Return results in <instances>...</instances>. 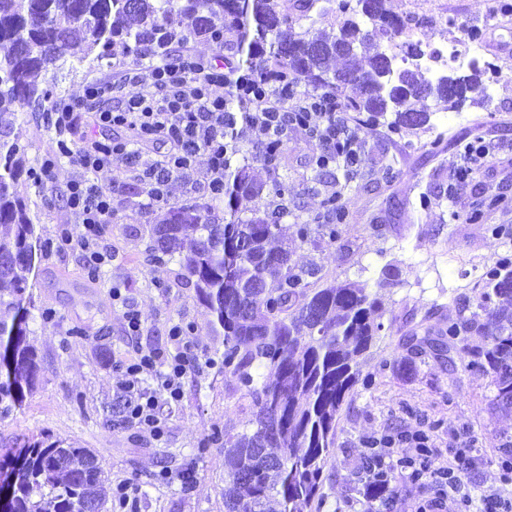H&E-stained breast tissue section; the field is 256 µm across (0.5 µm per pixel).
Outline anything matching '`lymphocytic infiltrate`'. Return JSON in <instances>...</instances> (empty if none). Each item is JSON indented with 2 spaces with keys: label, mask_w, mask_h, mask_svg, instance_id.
Returning a JSON list of instances; mask_svg holds the SVG:
<instances>
[{
  "label": "lymphocytic infiltrate",
  "mask_w": 512,
  "mask_h": 512,
  "mask_svg": "<svg viewBox=\"0 0 512 512\" xmlns=\"http://www.w3.org/2000/svg\"><path fill=\"white\" fill-rule=\"evenodd\" d=\"M228 87L230 95H218ZM296 99L297 108L286 107ZM93 107L90 125L80 126L86 107ZM46 121L57 138L56 159L46 160L45 172H52L57 160H67L76 170L67 183V207L77 225L66 243L79 250L86 266L111 264L112 252L106 242L105 227L112 218V191L102 176L113 161L133 163L144 184L141 206L153 208L168 198L173 180L200 176L208 195L224 186V169L231 164L234 144L241 131L261 133L265 139L287 138L298 128L318 146L321 154L333 157L352 146L348 121L334 99L306 91L278 89L272 75L257 69L239 73L229 63L203 64L201 58L185 52L173 59H155L144 52L125 65L122 79L110 86L92 84L77 98H56L46 112ZM121 129L120 138L107 142L94 136V129ZM161 141L165 152L155 159L145 147ZM206 168H199V159ZM169 339L176 352L149 348L140 351L127 367L130 394L125 418L137 427L160 435L156 415L160 399H179L184 379L199 369L200 359L181 326H172ZM154 374L157 386L145 391L138 384L142 374ZM408 445L393 450L383 444L364 465L360 496L363 512H388L393 474L429 487L426 499L414 512H512V450L504 449L498 459L499 485L472 492L464 483L468 448L457 449L447 465L436 466V452L423 434L407 439Z\"/></svg>",
  "instance_id": "obj_1"
}]
</instances>
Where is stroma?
<instances>
[{
  "label": "stroma",
  "mask_w": 512,
  "mask_h": 512,
  "mask_svg": "<svg viewBox=\"0 0 512 512\" xmlns=\"http://www.w3.org/2000/svg\"><path fill=\"white\" fill-rule=\"evenodd\" d=\"M389 6L400 15L426 17L416 33L425 45L461 42L480 28L487 61L501 75L493 97L465 101L455 112L427 101L429 126L398 134L350 120L352 137L364 147L352 173L340 166L317 169V147L298 130L288 133L278 171L257 161L256 135L249 131L233 161L247 166L262 187L251 208L273 210V180L287 179L289 225L321 220L326 192L339 190L348 211L340 240L298 245L293 260L317 263L327 279L356 281L384 297L383 329L337 415L324 499L312 512H359L361 461L369 441L384 435L425 432L442 464L449 446L473 443L465 480L482 488L497 485L502 447L512 441V415L494 408L489 376L470 367L480 337L465 331L448 337L449 322L473 312L483 273L501 255H512V0H389ZM122 67L115 59L64 67L57 91L112 83ZM21 128L28 173L19 189L38 235L54 247L28 290L38 384L22 406L0 416V454L48 434L97 453L108 473L102 512H118L114 495L121 482L139 487L136 512H224L222 435L241 431L249 401L225 377L224 339L210 331V314L179 263L167 264L159 280L150 277L144 230L167 207H204L210 197L175 180L167 202L141 213L143 184L128 164L114 163L102 177L117 209L106 228L114 260L91 274L75 252L59 245L75 227L62 197L75 170L60 163L52 183L36 186L31 175L49 153L53 134L40 114L23 113ZM474 141L487 151L484 164L450 183L451 170L463 164L464 148ZM390 268L395 277L387 282L383 273ZM115 287L122 293L117 300ZM130 307L140 316L135 333L125 319ZM175 323L189 328L202 367L185 379L179 400L160 402L163 433L156 437L127 423L116 406L127 396V364L140 350L168 348ZM417 327L450 340L451 358L411 350L406 340Z\"/></svg>",
  "instance_id": "stroma-1"
}]
</instances>
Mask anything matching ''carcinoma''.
<instances>
[{
	"label": "carcinoma",
	"instance_id": "cac0c4a2",
	"mask_svg": "<svg viewBox=\"0 0 512 512\" xmlns=\"http://www.w3.org/2000/svg\"><path fill=\"white\" fill-rule=\"evenodd\" d=\"M386 0H339L325 12L319 0H0V110L42 106L48 91L35 77L66 63L120 56L136 60L147 46L206 37L224 49L238 35L249 67L272 72L287 88L301 80L336 99L342 112L392 133L422 127L433 99L448 111L471 92L482 96L487 68L431 80L410 63L421 46L412 34L425 23L400 17ZM362 16L363 21L356 20ZM306 24L294 31V23ZM405 38L401 64L389 65L388 41ZM333 58L344 60L332 69ZM284 145L268 141L260 161L277 169ZM26 146L14 123L0 122V410L20 407L36 386L40 363L28 340L25 293L48 242L36 233L28 200L18 189ZM282 203L271 213L238 216L260 191L247 168L224 175L223 224L211 209L171 206L146 227L157 268L178 260L198 301L224 336V375L250 399L243 430L224 435L225 512H310L323 495V469L336 444V418L359 381L365 353L383 330L378 295L357 282H327L315 263L292 259L301 242L335 243L348 213L339 195L324 201L326 224H295L283 235L288 183L275 180ZM245 242L238 250L235 242ZM477 312L448 323V338L477 328L484 343L472 367L491 377L497 407L512 411V256L485 273ZM96 454L44 435L0 455L9 479L10 512H94L107 481Z\"/></svg>",
	"mask_w": 512,
	"mask_h": 512
}]
</instances>
